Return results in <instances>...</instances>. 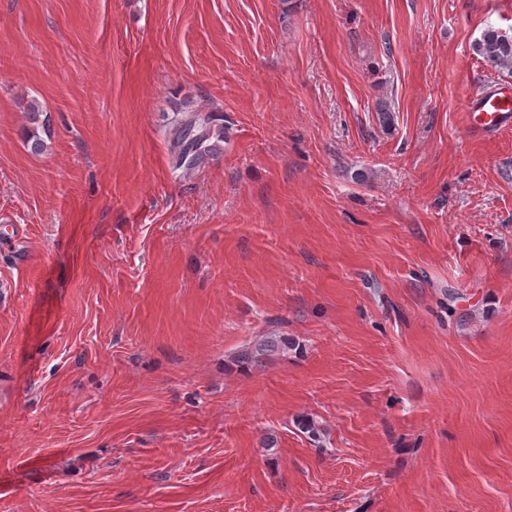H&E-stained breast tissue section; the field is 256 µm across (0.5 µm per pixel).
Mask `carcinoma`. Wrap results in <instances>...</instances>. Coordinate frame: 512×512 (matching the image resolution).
<instances>
[{
  "mask_svg": "<svg viewBox=\"0 0 512 512\" xmlns=\"http://www.w3.org/2000/svg\"><path fill=\"white\" fill-rule=\"evenodd\" d=\"M473 51L484 64L495 70L512 71V35L487 28L473 44ZM33 127L26 130V140L35 153L47 150L45 139L36 127L39 106L31 105ZM167 135L172 169L192 171L219 150L224 141V126L212 113H201L190 108H179L172 116L166 117ZM289 342L284 338L261 336L242 349L234 362L241 368L252 370L265 367L267 359L275 353L288 349Z\"/></svg>",
  "mask_w": 512,
  "mask_h": 512,
  "instance_id": "1",
  "label": "carcinoma"
}]
</instances>
